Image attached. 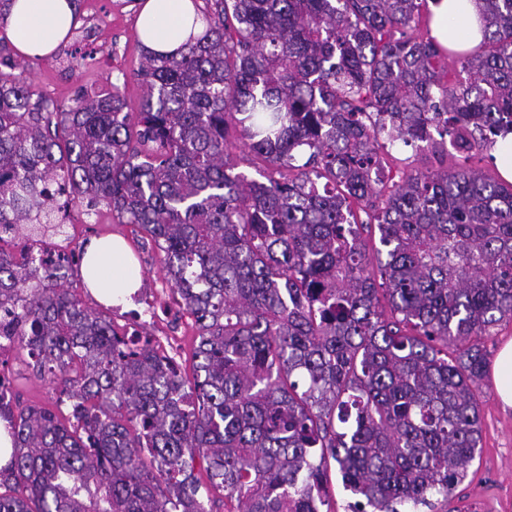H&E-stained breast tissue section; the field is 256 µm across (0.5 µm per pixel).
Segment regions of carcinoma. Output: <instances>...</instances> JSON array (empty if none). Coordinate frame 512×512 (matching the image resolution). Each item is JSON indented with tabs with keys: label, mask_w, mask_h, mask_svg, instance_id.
<instances>
[{
	"label": "carcinoma",
	"mask_w": 512,
	"mask_h": 512,
	"mask_svg": "<svg viewBox=\"0 0 512 512\" xmlns=\"http://www.w3.org/2000/svg\"><path fill=\"white\" fill-rule=\"evenodd\" d=\"M481 2L467 54L408 33L420 0H214L178 52L143 51L134 114L115 83L40 96L0 44V243L57 234L62 201L106 209L198 326L187 380L83 305L82 259L0 247V333L59 393L15 405L0 375V512H212L217 491L330 512L333 463L352 512L448 498L481 438L484 339L512 320V184L468 166L512 132V0ZM383 136L455 165L388 188Z\"/></svg>",
	"instance_id": "obj_1"
}]
</instances>
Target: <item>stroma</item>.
<instances>
[{
  "label": "stroma",
  "mask_w": 512,
  "mask_h": 512,
  "mask_svg": "<svg viewBox=\"0 0 512 512\" xmlns=\"http://www.w3.org/2000/svg\"><path fill=\"white\" fill-rule=\"evenodd\" d=\"M76 5L78 29L88 35L85 45L92 50L93 60L75 62L71 41H64L51 54L32 61L28 76L33 89L66 105L78 93L108 87L122 78L126 81L122 91L129 104H137L142 86L136 78L141 61L136 0H77ZM69 219L79 226L77 247H84L93 238L121 237L141 268L143 287H167L160 250L144 243L134 225L118 223L106 211L88 215L78 207L73 208ZM147 329L158 344L168 335L181 336L175 357L183 375L191 376V352L197 339L193 319L185 318L175 326L158 319L148 322ZM28 361L26 349L18 344L0 359V372L9 379L14 399L23 405L54 406L57 391L33 374ZM480 414L481 439L469 475L449 498L434 496L433 512H512V408L499 402L489 373L482 381Z\"/></svg>",
  "instance_id": "stroma-1"
}]
</instances>
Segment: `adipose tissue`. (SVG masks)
Here are the masks:
<instances>
[{"label":"adipose tissue","instance_id":"1","mask_svg":"<svg viewBox=\"0 0 512 512\" xmlns=\"http://www.w3.org/2000/svg\"><path fill=\"white\" fill-rule=\"evenodd\" d=\"M429 3L431 34L442 46L470 51L482 43L478 0ZM75 12L73 0H11L0 13V26L20 53L46 55L65 39ZM193 17L192 0H144L138 25L151 30L144 45L157 54L178 50L189 37ZM81 272L92 295L113 306L129 305L142 283L139 266L117 237L91 239Z\"/></svg>","mask_w":512,"mask_h":512}]
</instances>
